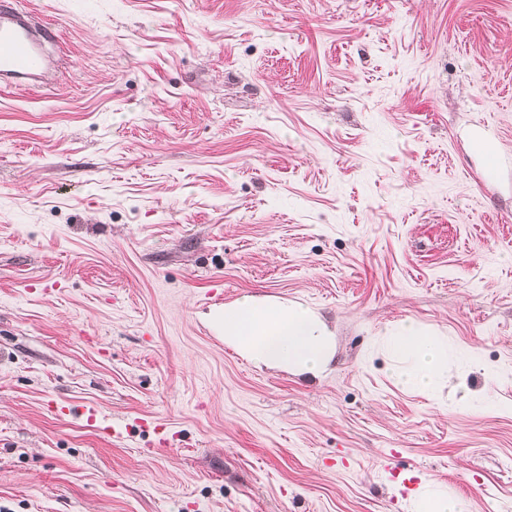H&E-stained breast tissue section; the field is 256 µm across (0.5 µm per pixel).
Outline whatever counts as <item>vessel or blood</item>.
Here are the masks:
<instances>
[{"label":"vessel or blood","instance_id":"vessel-or-blood-1","mask_svg":"<svg viewBox=\"0 0 512 512\" xmlns=\"http://www.w3.org/2000/svg\"><path fill=\"white\" fill-rule=\"evenodd\" d=\"M52 30L29 17L0 12V89H22L31 82L46 79L49 64L43 46L52 38ZM473 150L481 155L483 181L495 180L501 156L484 136H476Z\"/></svg>","mask_w":512,"mask_h":512}]
</instances>
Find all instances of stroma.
I'll list each match as a JSON object with an SVG mask.
<instances>
[{"label": "stroma", "mask_w": 512, "mask_h": 512, "mask_svg": "<svg viewBox=\"0 0 512 512\" xmlns=\"http://www.w3.org/2000/svg\"><path fill=\"white\" fill-rule=\"evenodd\" d=\"M9 1L58 38L0 91V512H512V0ZM249 295L326 370L226 346ZM472 149L483 159L480 178L485 182L495 180L499 174L502 160L492 143L483 135H477L472 142ZM224 341L258 366L316 376L332 361L336 342L321 315L271 297H244L214 318ZM391 352L409 363V370L394 375L403 388L433 391L448 380V344L424 331L412 321L406 322L391 336ZM413 512H467L463 501L444 492L423 490L412 502Z\"/></svg>", "instance_id": "stroma-1"}]
</instances>
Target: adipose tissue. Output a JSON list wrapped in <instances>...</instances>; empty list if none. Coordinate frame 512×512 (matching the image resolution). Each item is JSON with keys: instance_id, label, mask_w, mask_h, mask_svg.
Returning a JSON list of instances; mask_svg holds the SVG:
<instances>
[{"instance_id": "ef3b65f1", "label": "adipose tissue", "mask_w": 512, "mask_h": 512, "mask_svg": "<svg viewBox=\"0 0 512 512\" xmlns=\"http://www.w3.org/2000/svg\"><path fill=\"white\" fill-rule=\"evenodd\" d=\"M224 340L256 365L299 375H318L336 353L335 338L321 315L271 297L242 298L215 317ZM391 352L409 364L394 381L403 388L432 391L448 377V345L406 322L391 336Z\"/></svg>"}]
</instances>
